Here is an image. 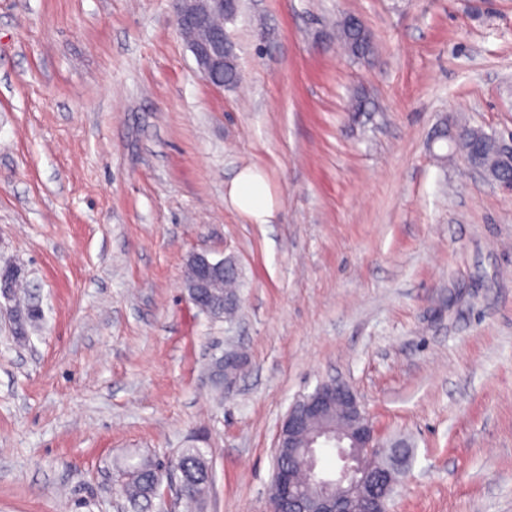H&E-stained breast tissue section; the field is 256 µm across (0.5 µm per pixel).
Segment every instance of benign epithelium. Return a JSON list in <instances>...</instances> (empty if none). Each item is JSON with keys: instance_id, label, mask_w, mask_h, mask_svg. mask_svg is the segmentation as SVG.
<instances>
[{"instance_id": "obj_1", "label": "benign epithelium", "mask_w": 512, "mask_h": 512, "mask_svg": "<svg viewBox=\"0 0 512 512\" xmlns=\"http://www.w3.org/2000/svg\"><path fill=\"white\" fill-rule=\"evenodd\" d=\"M237 0H174L175 23L182 35L197 33L199 37L186 39L198 71L203 80L215 88L224 87V74L228 37L224 28L212 25V17L218 13L236 10ZM466 164L471 171L485 180L512 193V180H495L477 159ZM236 270L235 260L225 257L211 259L196 253L187 263L189 299L203 313L212 309L201 304L209 294L213 282ZM241 363L240 353L234 349L224 351L218 361L224 372V386L234 384V372ZM341 408L347 415H362L363 406L349 385L339 382H324L302 396L288 410L278 432L276 447H282L283 437L288 440L302 433L309 417H316L332 407ZM320 448L336 449L343 462L336 475L327 477L314 463ZM388 446L377 435L370 418L357 422L356 428L347 433L324 430L309 439L305 453L301 455V467L305 470L308 484L315 485L313 496L300 500L291 471L278 469L274 473V484L279 501L288 504L289 512H389L391 496L387 481L375 480L368 475L365 461L370 457L386 453Z\"/></svg>"}]
</instances>
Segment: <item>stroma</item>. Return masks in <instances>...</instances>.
<instances>
[{
  "label": "stroma",
  "mask_w": 512,
  "mask_h": 512,
  "mask_svg": "<svg viewBox=\"0 0 512 512\" xmlns=\"http://www.w3.org/2000/svg\"><path fill=\"white\" fill-rule=\"evenodd\" d=\"M224 29L232 89L172 0H0V278L39 313L0 293V512H127L114 461L193 445L204 512H268L280 423L331 378L412 446L390 512H512V194L429 145L512 131V0H244ZM247 167L274 223L229 201ZM195 253L235 257V317L189 301ZM356 16L346 15L344 21L337 20L336 28L343 48L354 57H364L372 48V41L364 28L355 22ZM240 353L234 349L225 350L224 354L220 357L218 361L219 367L224 372V383L221 382H214L216 388H221L223 385L225 387H230L234 384L236 380V376L234 375V372L239 367L241 360H240Z\"/></svg>",
  "instance_id": "35a3bbf8"
}]
</instances>
